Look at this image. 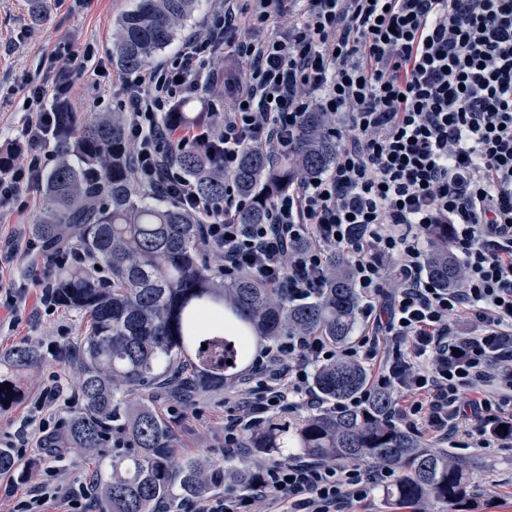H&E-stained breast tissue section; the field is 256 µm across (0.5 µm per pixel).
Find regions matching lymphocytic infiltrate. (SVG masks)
<instances>
[{"mask_svg": "<svg viewBox=\"0 0 512 512\" xmlns=\"http://www.w3.org/2000/svg\"><path fill=\"white\" fill-rule=\"evenodd\" d=\"M292 15L258 40L257 26ZM250 66L228 92L218 135L176 137L161 121L193 94L207 54L225 32ZM71 44L40 56L46 84L0 87L25 102L23 166L0 171V210L24 209L46 169L56 105L73 103ZM135 178L189 210L228 271L318 296L330 257L345 251L371 327L337 351L318 336H290L260 354L263 377L241 403L243 428L320 398L311 384L330 355L377 362L375 385L399 397L392 417L461 448L512 446V0H251L249 17H214L172 62L124 78ZM345 115L334 126L336 158L316 180L298 179L265 224L235 219L245 199L200 196L169 164L175 150L203 147L232 172L250 145L293 146L306 112ZM447 225L466 271L459 288L432 285L423 242ZM396 258L386 267L385 258ZM393 471L350 464L266 466L246 493L203 496L190 512H340L390 482Z\"/></svg>", "mask_w": 512, "mask_h": 512, "instance_id": "f902f5d3", "label": "lymphocytic infiltrate"}]
</instances>
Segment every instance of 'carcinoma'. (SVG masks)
<instances>
[{
    "mask_svg": "<svg viewBox=\"0 0 512 512\" xmlns=\"http://www.w3.org/2000/svg\"><path fill=\"white\" fill-rule=\"evenodd\" d=\"M202 2L138 0L112 33V64L128 74L147 66ZM162 122L181 128L209 118L182 105L164 113ZM332 125L325 112L305 113L283 159L248 146L229 177L202 147L176 151L175 163L217 205L232 181L248 200L237 223L265 224L288 182L317 177L333 163ZM54 140L57 162L43 179V216L32 233L51 263L52 300L81 318L84 336L64 357L77 404L61 409L63 430L48 442V452L86 451L94 462L90 480L98 512H183L192 500L226 486L247 489L264 462L283 456L290 439L298 459L398 470L388 491L398 505L457 512L468 486L463 464L394 424L389 391L373 392L359 408L343 405L368 381L366 367L345 357L313 377L329 408L294 425L268 420L250 429L248 447L256 452L250 465L236 464L233 454L222 461L177 457L154 398L170 393L189 405L201 392L224 390V383L253 370L251 346L258 342L314 335L345 344L359 314L351 269L343 253L332 255L323 293L291 303L244 271L224 272L219 257L206 260L208 246L189 211L164 197L136 195L123 114L98 112L79 125L76 113L61 104ZM431 236L429 276L441 287L459 286L463 269L448 248V230L434 224ZM40 360L33 346L0 353V412L20 400L23 378ZM27 473L14 449L0 447V475L21 485Z\"/></svg>",
    "mask_w": 512,
    "mask_h": 512,
    "instance_id": "1",
    "label": "carcinoma"
}]
</instances>
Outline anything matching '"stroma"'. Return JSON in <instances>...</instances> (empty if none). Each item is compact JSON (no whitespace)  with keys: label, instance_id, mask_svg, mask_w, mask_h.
I'll list each match as a JSON object with an SVG mask.
<instances>
[{"label":"stroma","instance_id":"1","mask_svg":"<svg viewBox=\"0 0 512 512\" xmlns=\"http://www.w3.org/2000/svg\"><path fill=\"white\" fill-rule=\"evenodd\" d=\"M136 0H90L87 9L74 11L70 0H46L47 18L34 23L28 0H0V85H10L24 74H35L41 54L50 52L59 42L70 39L76 49L92 44L100 56H108L112 47V26L122 13L133 9ZM77 114L86 117L95 112H120L125 93L120 72H113L111 86L98 88L80 80L75 84ZM43 213L40 189L30 192V205L22 211L0 212V246L15 235L31 239V228ZM47 263L41 249L19 251L13 265L0 270V281L26 288L27 302L13 309L0 303V351L20 344L36 347L42 362L24 390L19 402L0 413V445L14 444L22 421L33 414L34 403L43 385L59 378L65 391L75 384L67 365L59 357L65 347L81 337L79 317L64 308L46 312L39 303L40 282ZM258 376L235 381L221 392L198 395L191 406L167 398L155 406L169 422L176 439V451L185 456L203 455L223 459L224 429L237 400L252 390ZM470 476L468 496L461 512H512V447L456 449Z\"/></svg>","mask_w":512,"mask_h":512}]
</instances>
